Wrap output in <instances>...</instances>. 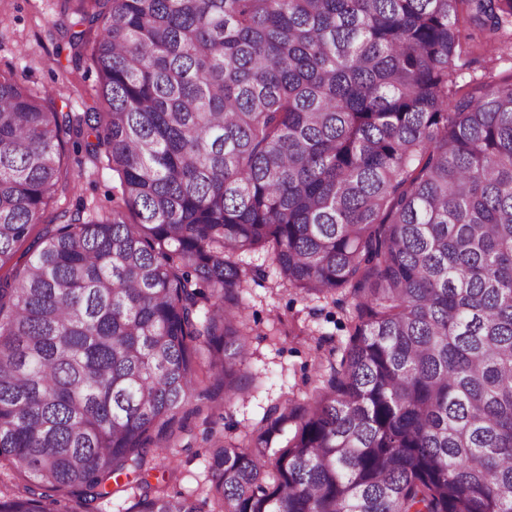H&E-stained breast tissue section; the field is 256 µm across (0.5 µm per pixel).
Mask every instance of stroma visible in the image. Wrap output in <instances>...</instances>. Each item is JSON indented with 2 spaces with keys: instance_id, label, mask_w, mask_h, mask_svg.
I'll list each match as a JSON object with an SVG mask.
<instances>
[{
  "instance_id": "obj_1",
  "label": "stroma",
  "mask_w": 512,
  "mask_h": 512,
  "mask_svg": "<svg viewBox=\"0 0 512 512\" xmlns=\"http://www.w3.org/2000/svg\"><path fill=\"white\" fill-rule=\"evenodd\" d=\"M59 10V0H0V70L13 69L31 89L53 92L59 110L78 116L94 103L98 74L90 57L75 62L58 54L63 43ZM486 81H512V55H499L492 62L462 57L458 86L469 89ZM65 162L75 188L57 208L45 212L41 223L32 225L31 236L41 234L47 224L59 223L64 210L91 217L106 205L118 183L108 162L90 163L84 148L70 141L65 144ZM238 261L259 273L244 284L248 389L230 409L190 415L174 454L155 460L150 482L173 466L175 489L201 490L212 440L224 435L245 440L270 407L290 397L311 396L331 366L340 363L336 348L346 343L351 330L352 301L344 291L306 296L279 284L273 261L262 250L243 253Z\"/></svg>"
}]
</instances>
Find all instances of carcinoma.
Here are the masks:
<instances>
[{
    "label": "carcinoma",
    "mask_w": 512,
    "mask_h": 512,
    "mask_svg": "<svg viewBox=\"0 0 512 512\" xmlns=\"http://www.w3.org/2000/svg\"><path fill=\"white\" fill-rule=\"evenodd\" d=\"M100 106L0 70V269L70 190L63 144L117 174L0 277V512H512V0H61ZM354 328L307 399L148 480L248 357L236 255ZM294 424L285 445L277 435ZM476 59L473 61V59ZM493 62H485L483 57L463 56L458 62L457 86L470 89L482 82L507 83L512 80V57L508 53L497 55Z\"/></svg>",
    "instance_id": "obj_1"
}]
</instances>
